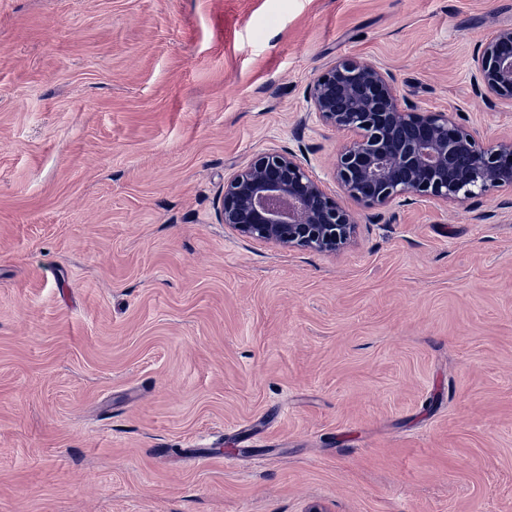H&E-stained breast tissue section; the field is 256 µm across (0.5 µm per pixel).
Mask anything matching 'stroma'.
<instances>
[{"instance_id": "35a3bbf8", "label": "stroma", "mask_w": 512, "mask_h": 512, "mask_svg": "<svg viewBox=\"0 0 512 512\" xmlns=\"http://www.w3.org/2000/svg\"><path fill=\"white\" fill-rule=\"evenodd\" d=\"M512 0H0V512H512V194L225 229L224 180L344 133L336 58L486 142ZM470 80L488 110L512 106V27L500 28L474 48Z\"/></svg>"}]
</instances>
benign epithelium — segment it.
Masks as SVG:
<instances>
[{"label": "benign epithelium", "mask_w": 512, "mask_h": 512, "mask_svg": "<svg viewBox=\"0 0 512 512\" xmlns=\"http://www.w3.org/2000/svg\"><path fill=\"white\" fill-rule=\"evenodd\" d=\"M470 80L487 109L512 106V27L474 48ZM307 102L324 126L350 133L336 155V181L365 210L408 196L446 206L512 192V136L485 146L477 129L418 106L370 61L336 59L310 84ZM220 213L233 233L323 253L350 243L357 227L303 151L263 153L235 170L224 179Z\"/></svg>", "instance_id": "1"}]
</instances>
